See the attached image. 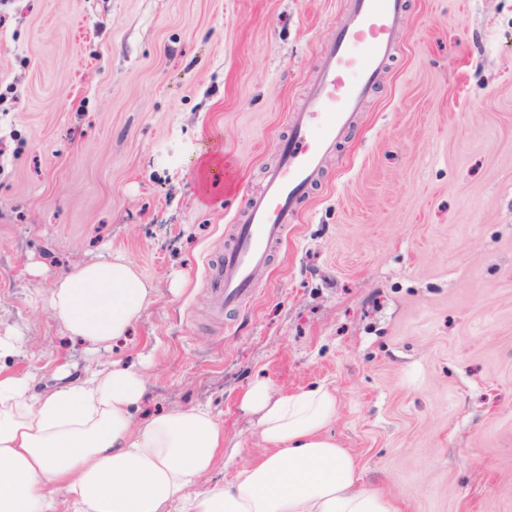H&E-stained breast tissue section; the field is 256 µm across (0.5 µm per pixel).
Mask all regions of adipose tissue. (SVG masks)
Returning <instances> with one entry per match:
<instances>
[{"instance_id":"1","label":"adipose tissue","mask_w":512,"mask_h":512,"mask_svg":"<svg viewBox=\"0 0 512 512\" xmlns=\"http://www.w3.org/2000/svg\"><path fill=\"white\" fill-rule=\"evenodd\" d=\"M153 294L116 256L56 277L49 308L93 352L125 335ZM145 392L142 374L116 362L48 391L0 371V512H395L329 434L337 400L325 386L246 390L263 450L224 487L208 483L223 424L200 405L138 417Z\"/></svg>"}]
</instances>
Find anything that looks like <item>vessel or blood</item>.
Instances as JSON below:
<instances>
[{
  "instance_id": "b4317fda",
  "label": "vessel or blood",
  "mask_w": 512,
  "mask_h": 512,
  "mask_svg": "<svg viewBox=\"0 0 512 512\" xmlns=\"http://www.w3.org/2000/svg\"><path fill=\"white\" fill-rule=\"evenodd\" d=\"M405 0H351L349 12L325 50L306 104L292 113L288 136L278 142L259 190L248 194L243 223L211 268L209 283L225 310L250 297L258 272L268 267L298 221L301 201L327 158L354 123L373 88L382 80L399 44ZM203 190L240 187L229 161L199 175Z\"/></svg>"
}]
</instances>
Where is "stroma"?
I'll use <instances>...</instances> for the list:
<instances>
[{
  "instance_id": "obj_1",
  "label": "stroma",
  "mask_w": 512,
  "mask_h": 512,
  "mask_svg": "<svg viewBox=\"0 0 512 512\" xmlns=\"http://www.w3.org/2000/svg\"><path fill=\"white\" fill-rule=\"evenodd\" d=\"M348 0H0L5 371L143 367L140 416L206 405L261 442L256 380L336 394L330 427L397 512H512V0H406L400 47L239 310L208 270ZM243 192L197 180L209 135ZM119 254L155 292L90 354L52 280Z\"/></svg>"
}]
</instances>
